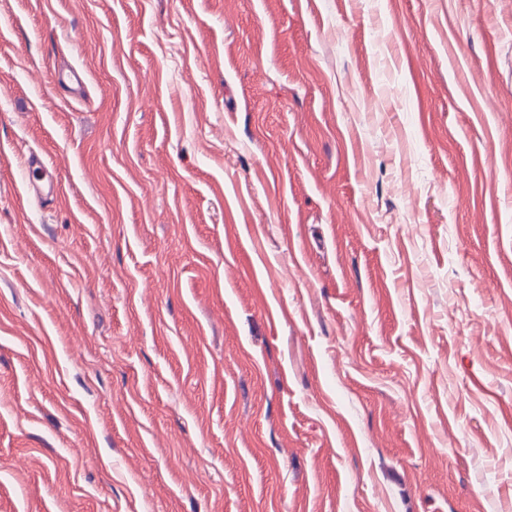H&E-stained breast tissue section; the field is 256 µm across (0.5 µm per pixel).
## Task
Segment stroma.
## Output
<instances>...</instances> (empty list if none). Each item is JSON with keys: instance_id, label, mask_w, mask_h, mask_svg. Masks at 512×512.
<instances>
[{"instance_id": "stroma-1", "label": "stroma", "mask_w": 512, "mask_h": 512, "mask_svg": "<svg viewBox=\"0 0 512 512\" xmlns=\"http://www.w3.org/2000/svg\"><path fill=\"white\" fill-rule=\"evenodd\" d=\"M0 512H512V0H0ZM29 180L25 184L29 194L54 197L59 191L56 170L38 153H31L24 161Z\"/></svg>"}]
</instances>
